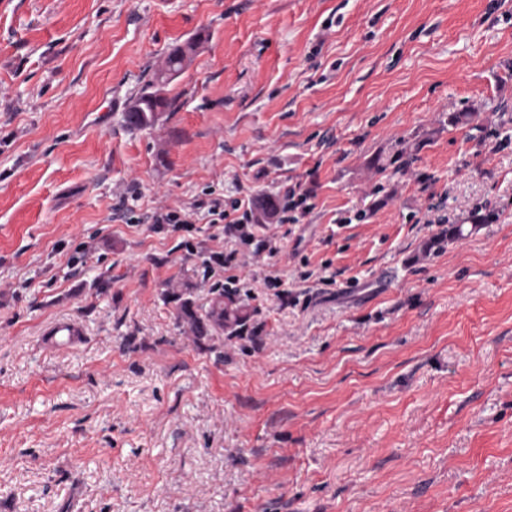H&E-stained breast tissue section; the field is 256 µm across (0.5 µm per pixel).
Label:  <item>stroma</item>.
I'll return each instance as SVG.
<instances>
[{
  "label": "stroma",
  "instance_id": "stroma-1",
  "mask_svg": "<svg viewBox=\"0 0 512 512\" xmlns=\"http://www.w3.org/2000/svg\"><path fill=\"white\" fill-rule=\"evenodd\" d=\"M288 188L258 266L207 213ZM0 512H512V0H0ZM175 103L165 99L155 92L142 91L136 98L130 112L124 115V122L133 128H146L151 126L157 119L158 112L166 110L176 111ZM235 276L224 284H235ZM216 283L209 288L205 302H199L193 288L172 289L167 298L176 302V319L193 337L195 343L208 351L218 349L215 345H205L204 341L214 336H259V329L250 327L251 313L241 304L239 291L233 286L224 287ZM231 287V288H229Z\"/></svg>",
  "mask_w": 512,
  "mask_h": 512
}]
</instances>
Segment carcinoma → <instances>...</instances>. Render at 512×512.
I'll return each mask as SVG.
<instances>
[{
	"label": "carcinoma",
	"instance_id": "cac0c4a2",
	"mask_svg": "<svg viewBox=\"0 0 512 512\" xmlns=\"http://www.w3.org/2000/svg\"><path fill=\"white\" fill-rule=\"evenodd\" d=\"M193 43L174 46L167 55L166 72L181 70ZM166 110L176 111L175 103L154 93L142 91L131 111L125 113L124 122L133 128H146L157 119V114ZM176 302V319L193 337L195 343L208 351L217 350L215 345H204V341L215 336L259 335V329L250 326L251 313L241 304L239 291L216 283L209 288L206 301L197 300L194 289L181 288L167 294Z\"/></svg>",
	"mask_w": 512,
	"mask_h": 512
}]
</instances>
